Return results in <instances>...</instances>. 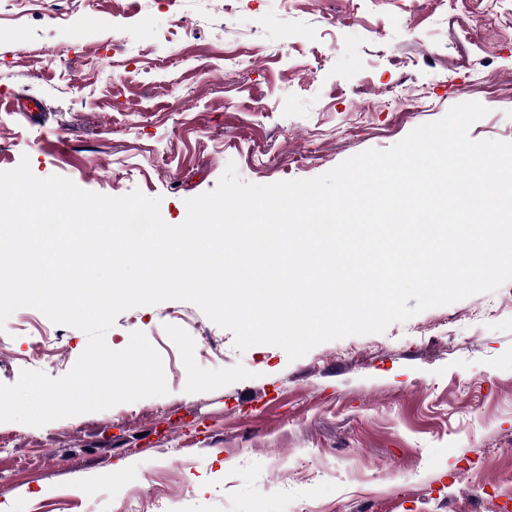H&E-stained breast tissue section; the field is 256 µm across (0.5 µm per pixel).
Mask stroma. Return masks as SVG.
Segmentation results:
<instances>
[{
    "mask_svg": "<svg viewBox=\"0 0 512 512\" xmlns=\"http://www.w3.org/2000/svg\"><path fill=\"white\" fill-rule=\"evenodd\" d=\"M507 12L512 0H0V171L25 158L40 178L137 189L179 224L228 165L259 185L312 179L463 102L488 109L472 139L512 142ZM15 95L39 112L18 114ZM135 331L167 394L0 423V512H512V281L293 361L237 351L190 302L123 311L105 341L121 350ZM0 340L7 385L62 377L87 345L31 307ZM45 340L55 356H39Z\"/></svg>",
    "mask_w": 512,
    "mask_h": 512,
    "instance_id": "stroma-1",
    "label": "stroma"
}]
</instances>
